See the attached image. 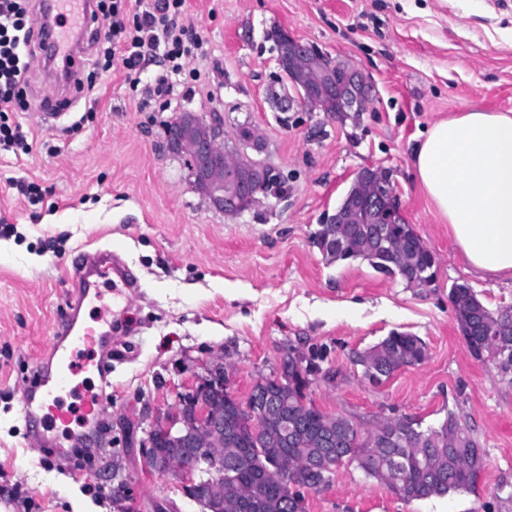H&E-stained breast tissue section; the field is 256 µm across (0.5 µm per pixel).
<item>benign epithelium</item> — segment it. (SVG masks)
Returning a JSON list of instances; mask_svg holds the SVG:
<instances>
[{
	"instance_id": "7a95c632",
	"label": "benign epithelium",
	"mask_w": 512,
	"mask_h": 512,
	"mask_svg": "<svg viewBox=\"0 0 512 512\" xmlns=\"http://www.w3.org/2000/svg\"><path fill=\"white\" fill-rule=\"evenodd\" d=\"M319 53L312 46L288 38V49L279 66L294 73L291 82L300 107L323 109L330 100L342 112H364L375 97L373 84L354 67L331 61L314 65ZM165 149L182 159L194 186L212 206L226 215H239L254 186L275 178L274 169L249 157L224 151V113L214 112L204 120L183 112L165 132ZM357 205L340 208L333 224H404L393 187L371 169L360 171L354 181ZM224 389V367L216 362L195 390L179 399L175 416L156 424L142 448L143 465L161 473H175L185 495H206L212 512H222L224 496L218 494L222 478L214 477L219 464L213 449L224 447V421L211 406V394Z\"/></svg>"
}]
</instances>
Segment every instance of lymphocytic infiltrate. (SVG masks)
Wrapping results in <instances>:
<instances>
[{"label":"lymphocytic infiltrate","mask_w":512,"mask_h":512,"mask_svg":"<svg viewBox=\"0 0 512 512\" xmlns=\"http://www.w3.org/2000/svg\"><path fill=\"white\" fill-rule=\"evenodd\" d=\"M184 0H145L130 10L127 0H98L99 12L111 18L108 45L99 53L103 67L140 71L145 61L162 58L165 70L147 93L159 99L169 96L182 75L184 59L202 48V36L180 25ZM26 0H0V112L25 110L30 44L26 27Z\"/></svg>","instance_id":"lymphocytic-infiltrate-1"}]
</instances>
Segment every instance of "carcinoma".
Masks as SVG:
<instances>
[{"instance_id":"obj_1","label":"carcinoma","mask_w":512,"mask_h":512,"mask_svg":"<svg viewBox=\"0 0 512 512\" xmlns=\"http://www.w3.org/2000/svg\"><path fill=\"white\" fill-rule=\"evenodd\" d=\"M366 224H322L314 244L331 262L363 260L376 271L397 275L409 287H428L436 277V257L410 224L373 237ZM452 306L471 354L494 358L499 370H512V310L491 309L466 284L451 290ZM495 328V346L505 358L488 349L487 330ZM427 357L417 336L393 331L357 357L363 376L379 385L404 366L419 365ZM290 380L281 386L258 380L242 403L229 391L214 396L224 407V512H305L299 489L318 490L330 477L310 467L313 458L329 447L335 465L356 464L366 476L411 501L475 490V459L461 447L476 449L479 441L453 413L437 427L422 429L421 420L385 417L366 431L349 419L326 413L307 400L312 377L318 371L290 346ZM276 402L280 417L251 425L247 408L256 399ZM293 424L288 439L280 434L281 418Z\"/></svg>"}]
</instances>
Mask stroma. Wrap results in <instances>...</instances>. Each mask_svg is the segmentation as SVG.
Wrapping results in <instances>:
<instances>
[{
    "label": "stroma",
    "mask_w": 512,
    "mask_h": 512,
    "mask_svg": "<svg viewBox=\"0 0 512 512\" xmlns=\"http://www.w3.org/2000/svg\"><path fill=\"white\" fill-rule=\"evenodd\" d=\"M200 30L195 77L166 111L144 107L124 70H99L54 125L36 113L64 89L30 47L23 112L6 115L22 140L0 143V512H202L179 479L142 464L145 431L173 415L205 366L224 364L246 401L288 347L314 356L309 396L367 430L386 416L438 425L454 413L485 450L471 492L407 501L356 465L306 494V512H512V372L471 355L448 301L465 283L489 308L512 305V287L465 262L413 167V146L460 112L512 113V0H186ZM354 64L372 81L365 112L280 111L269 89L290 91L275 33ZM224 114V147L239 126L262 142L257 158L285 180L283 198L228 216L191 184L163 148L177 113ZM387 175L407 221L437 257L436 281L410 288L367 262H328L312 243L358 172ZM109 248L137 275L128 298L105 295L84 311L123 327L101 430L63 462L36 447L20 412L30 368L65 313L68 276L83 253ZM418 336L428 357L375 386L355 357L390 332ZM121 467L124 485L112 480Z\"/></svg>",
    "instance_id": "35a3bbf8"
}]
</instances>
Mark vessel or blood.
<instances>
[{
    "label": "vessel or blood",
    "mask_w": 512,
    "mask_h": 512,
    "mask_svg": "<svg viewBox=\"0 0 512 512\" xmlns=\"http://www.w3.org/2000/svg\"><path fill=\"white\" fill-rule=\"evenodd\" d=\"M46 2L51 7V19L44 25L46 44L59 56L76 57L71 35L88 31L90 0ZM71 277L75 289L67 299L65 318L32 368L22 390L23 412L35 424L36 440L42 445L57 441V429L73 421H82L86 426L96 422L104 408L103 393L68 385L70 378L87 369L98 371L111 367V357L118 352L109 332H97L83 325L80 314L84 304L99 299L102 288L115 279L131 292L139 286L137 277L109 249L84 254L74 266ZM66 389L71 392L73 404H65L61 397Z\"/></svg>",
    "instance_id": "b4317fda"
}]
</instances>
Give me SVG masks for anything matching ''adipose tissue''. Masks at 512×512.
<instances>
[{
	"mask_svg": "<svg viewBox=\"0 0 512 512\" xmlns=\"http://www.w3.org/2000/svg\"><path fill=\"white\" fill-rule=\"evenodd\" d=\"M413 161L467 264L512 279V115L471 111L435 122Z\"/></svg>",
	"mask_w": 512,
	"mask_h": 512,
	"instance_id": "1",
	"label": "adipose tissue"
}]
</instances>
